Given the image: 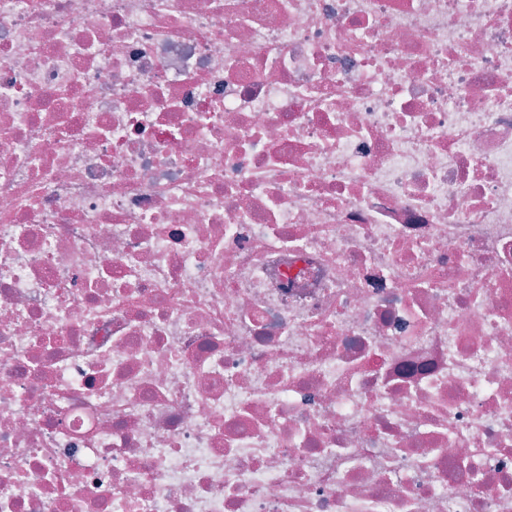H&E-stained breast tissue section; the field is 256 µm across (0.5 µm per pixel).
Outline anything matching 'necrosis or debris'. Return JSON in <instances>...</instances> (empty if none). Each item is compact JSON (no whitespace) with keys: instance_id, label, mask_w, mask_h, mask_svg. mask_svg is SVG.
I'll return each instance as SVG.
<instances>
[{"instance_id":"necrosis-or-debris-1","label":"necrosis or debris","mask_w":512,"mask_h":512,"mask_svg":"<svg viewBox=\"0 0 512 512\" xmlns=\"http://www.w3.org/2000/svg\"><path fill=\"white\" fill-rule=\"evenodd\" d=\"M0 512H512V0H0Z\"/></svg>"}]
</instances>
